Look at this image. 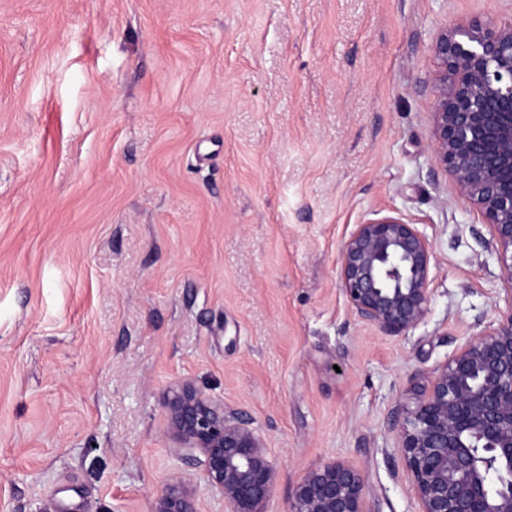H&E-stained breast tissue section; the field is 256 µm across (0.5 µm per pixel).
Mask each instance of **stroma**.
Returning <instances> with one entry per match:
<instances>
[{
	"instance_id": "obj_1",
	"label": "stroma",
	"mask_w": 512,
	"mask_h": 512,
	"mask_svg": "<svg viewBox=\"0 0 512 512\" xmlns=\"http://www.w3.org/2000/svg\"><path fill=\"white\" fill-rule=\"evenodd\" d=\"M512 0H0V512H152L189 378L306 469L418 512L391 413L512 302L432 147V44ZM432 252L423 322L359 318L340 252L374 215Z\"/></svg>"
}]
</instances>
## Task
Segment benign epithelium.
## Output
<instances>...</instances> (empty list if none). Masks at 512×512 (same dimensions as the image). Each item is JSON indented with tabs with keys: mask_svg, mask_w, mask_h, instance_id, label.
Wrapping results in <instances>:
<instances>
[{
	"mask_svg": "<svg viewBox=\"0 0 512 512\" xmlns=\"http://www.w3.org/2000/svg\"><path fill=\"white\" fill-rule=\"evenodd\" d=\"M433 52L435 155L458 196L492 226L512 284V21L447 28ZM432 258L414 225L368 219L342 247L343 293L363 320L404 335L428 313ZM163 405L177 448L198 453L206 483L231 512H263L275 470L255 431L190 380L169 387ZM394 422L419 512H512V304L428 384L410 388ZM366 487L359 468L328 461L298 480L289 512H370ZM153 512H197L190 481L173 476Z\"/></svg>",
	"mask_w": 512,
	"mask_h": 512,
	"instance_id": "benign-epithelium-1",
	"label": "benign epithelium"
}]
</instances>
